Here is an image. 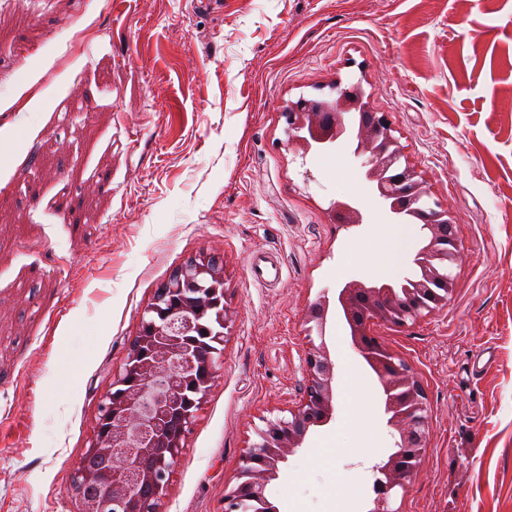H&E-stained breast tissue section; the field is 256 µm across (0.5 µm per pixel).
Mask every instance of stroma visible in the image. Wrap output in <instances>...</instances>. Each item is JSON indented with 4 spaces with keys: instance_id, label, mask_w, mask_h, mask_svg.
<instances>
[{
    "instance_id": "1",
    "label": "stroma",
    "mask_w": 512,
    "mask_h": 512,
    "mask_svg": "<svg viewBox=\"0 0 512 512\" xmlns=\"http://www.w3.org/2000/svg\"><path fill=\"white\" fill-rule=\"evenodd\" d=\"M355 84L459 240L447 305L373 327L431 408L391 507L512 512V0H0V512H79L72 475L141 312L202 253L232 320L163 510L224 512L247 447L301 395L310 304L406 275L421 237L385 272L391 226L351 148L288 147L287 103ZM348 197L367 223H332ZM325 342L359 408L337 403L289 456L265 490L278 512H366L394 447L335 321Z\"/></svg>"
}]
</instances>
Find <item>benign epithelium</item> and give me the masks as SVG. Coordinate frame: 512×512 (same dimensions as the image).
I'll use <instances>...</instances> for the list:
<instances>
[{
  "label": "benign epithelium",
  "mask_w": 512,
  "mask_h": 512,
  "mask_svg": "<svg viewBox=\"0 0 512 512\" xmlns=\"http://www.w3.org/2000/svg\"><path fill=\"white\" fill-rule=\"evenodd\" d=\"M288 142L302 156L323 154L349 143L381 213L390 224L409 217L422 223L423 237L411 277L351 280L310 305L306 322L324 337L330 305L380 383L394 451L375 465L380 474L368 512H392L394 490L414 478L428 442L430 406L409 364L373 335L376 323L405 324L447 304L458 256L457 225L448 209L432 199L422 175L401 163L403 148L387 115L375 111L361 87L333 101L299 99L284 109ZM332 221L343 227L365 223L354 199L337 201ZM231 320L225 301L224 264L215 255L192 256L176 267L145 306L138 334L98 407L93 436L78 463V490L107 483V499L80 496L79 512H164L163 498L197 414L218 373L224 329ZM307 383L290 417L265 421L259 441L248 447L242 481L224 496V512H243L258 502L278 512L265 496L288 456L303 447L314 429L336 410V364L325 341L309 342Z\"/></svg>",
  "instance_id": "7a95c632"
}]
</instances>
